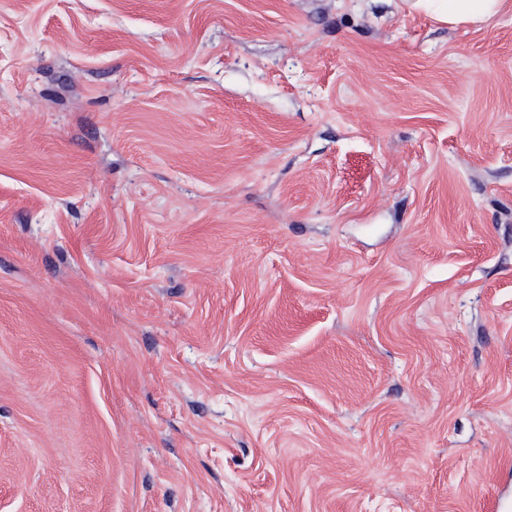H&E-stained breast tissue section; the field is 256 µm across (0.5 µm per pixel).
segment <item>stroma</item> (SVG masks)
Listing matches in <instances>:
<instances>
[{
	"label": "stroma",
	"instance_id": "stroma-1",
	"mask_svg": "<svg viewBox=\"0 0 512 512\" xmlns=\"http://www.w3.org/2000/svg\"><path fill=\"white\" fill-rule=\"evenodd\" d=\"M512 505V9L0 0V512ZM408 11L423 10L448 26H476L489 24L507 7L508 0H399Z\"/></svg>",
	"mask_w": 512,
	"mask_h": 512
}]
</instances>
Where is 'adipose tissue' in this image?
I'll use <instances>...</instances> for the list:
<instances>
[{"label": "adipose tissue", "instance_id": "ef3b65f1", "mask_svg": "<svg viewBox=\"0 0 512 512\" xmlns=\"http://www.w3.org/2000/svg\"><path fill=\"white\" fill-rule=\"evenodd\" d=\"M402 9L423 10L442 24L476 26L489 24L512 0H400Z\"/></svg>", "mask_w": 512, "mask_h": 512}]
</instances>
